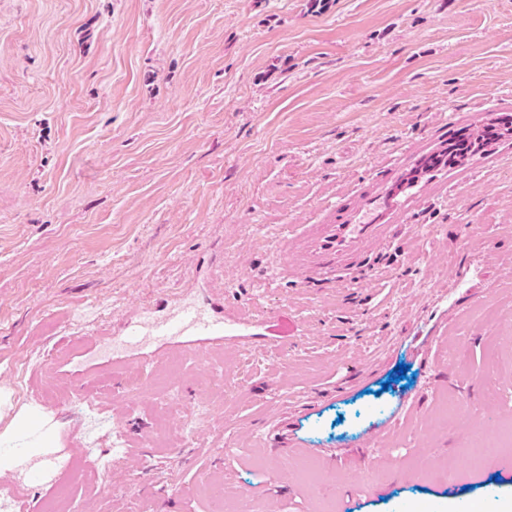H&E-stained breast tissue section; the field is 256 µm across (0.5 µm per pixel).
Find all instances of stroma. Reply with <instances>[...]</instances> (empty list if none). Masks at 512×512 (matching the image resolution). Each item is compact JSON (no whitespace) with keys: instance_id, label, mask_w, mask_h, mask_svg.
Segmentation results:
<instances>
[{"instance_id":"obj_1","label":"stroma","mask_w":512,"mask_h":512,"mask_svg":"<svg viewBox=\"0 0 512 512\" xmlns=\"http://www.w3.org/2000/svg\"><path fill=\"white\" fill-rule=\"evenodd\" d=\"M490 127L386 216L418 234L288 274L281 232ZM182 300L243 338L113 358ZM163 362L176 399L129 392ZM33 423L0 488L34 508L208 512L209 472L229 512H512V453L465 458L512 437V0H0V448Z\"/></svg>"}]
</instances>
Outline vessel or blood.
<instances>
[{
  "label": "vessel or blood",
  "mask_w": 512,
  "mask_h": 512,
  "mask_svg": "<svg viewBox=\"0 0 512 512\" xmlns=\"http://www.w3.org/2000/svg\"><path fill=\"white\" fill-rule=\"evenodd\" d=\"M402 227L398 224H311L297 237L298 265L319 277L340 275L355 255L376 245H389ZM238 325L223 312L204 311L192 304L182 305L172 316L127 322L121 333L124 341L150 340L165 348L192 339L198 355L222 341Z\"/></svg>",
  "instance_id": "obj_1"
}]
</instances>
